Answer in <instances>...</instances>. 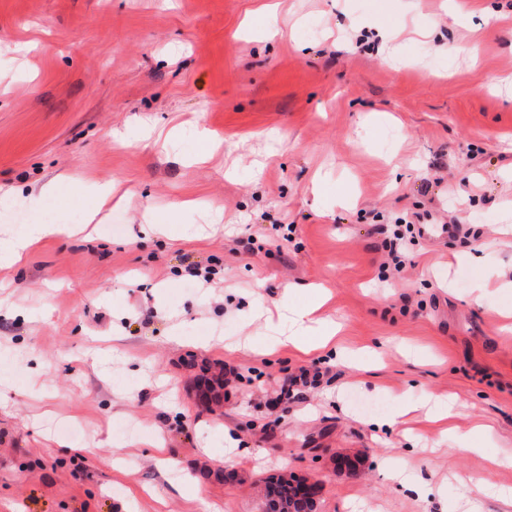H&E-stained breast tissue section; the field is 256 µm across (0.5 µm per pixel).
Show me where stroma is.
<instances>
[{
  "instance_id": "1",
  "label": "stroma",
  "mask_w": 512,
  "mask_h": 512,
  "mask_svg": "<svg viewBox=\"0 0 512 512\" xmlns=\"http://www.w3.org/2000/svg\"><path fill=\"white\" fill-rule=\"evenodd\" d=\"M267 2L0 0V238L86 226L0 267V512H201L180 483L262 512L279 474L318 481L319 512H465L475 478L478 512H512V93L486 82L512 75V0ZM399 217L461 229L385 281ZM318 286L347 357L265 327ZM430 394L471 447L369 422ZM323 373L319 367H313V371L307 368H300L298 373H292L284 378V382L280 388L281 393L288 396L299 387L314 386L320 382Z\"/></svg>"
}]
</instances>
